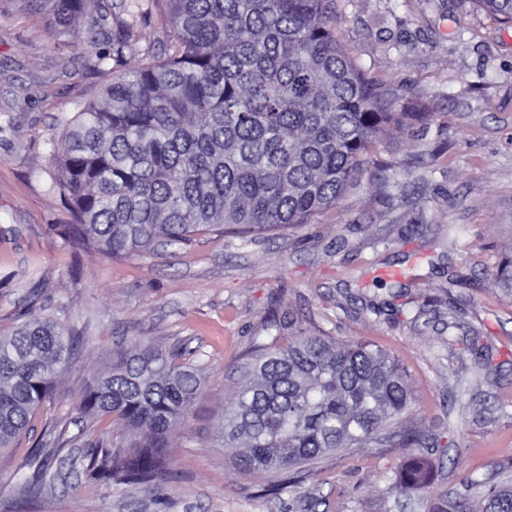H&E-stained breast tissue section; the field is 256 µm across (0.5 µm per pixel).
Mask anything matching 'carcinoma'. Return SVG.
Returning a JSON list of instances; mask_svg holds the SVG:
<instances>
[{"label": "carcinoma", "instance_id": "obj_1", "mask_svg": "<svg viewBox=\"0 0 512 512\" xmlns=\"http://www.w3.org/2000/svg\"><path fill=\"white\" fill-rule=\"evenodd\" d=\"M68 28L96 0H24ZM169 44L112 79L102 100L77 105L52 142L67 197L72 241L113 255L176 247L201 226L254 232L307 224L359 184L385 127L412 112H392L393 94L368 80L336 36L335 0H166ZM512 24V0H476ZM141 0H123L112 43L87 41L94 68L116 70L139 39ZM496 284L512 292V255ZM72 340L51 320L32 319L0 336V451L28 431L55 400ZM186 351L140 340L112 348L109 366L87 380L80 413L112 418L69 467L160 492L164 457L177 424L201 391ZM246 382L224 411L219 440L237 448L246 475L295 470L343 448L389 444L424 448L402 423L412 403L405 369L364 342L336 343L301 330L259 342L242 366ZM20 486L42 497L57 473L36 458ZM428 463L415 455L389 491H424ZM482 512H512V488L490 486Z\"/></svg>", "mask_w": 512, "mask_h": 512}]
</instances>
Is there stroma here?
I'll use <instances>...</instances> for the list:
<instances>
[{
  "label": "stroma",
  "instance_id": "obj_1",
  "mask_svg": "<svg viewBox=\"0 0 512 512\" xmlns=\"http://www.w3.org/2000/svg\"><path fill=\"white\" fill-rule=\"evenodd\" d=\"M119 3L100 0L60 33L0 0V334L24 317L74 333L53 404L0 454V512H404L387 487L410 449L332 452L272 495L275 475L241 474L220 447L254 341L292 327L393 354L414 396L407 424L427 443L416 512L449 497L481 512V483L512 485V295L493 278L512 252V26L474 0H336L355 64L392 90L395 111L426 120L389 127L358 187L310 223L245 242L207 228L180 247L113 256L61 237L72 215L49 183L59 117L112 82L83 43L107 45L112 24L97 16ZM475 335L491 369L466 349ZM142 337L187 348L203 377L160 494L73 473L23 502L19 465L49 425L74 454L111 430L107 418L79 422L84 384L115 345Z\"/></svg>",
  "mask_w": 512,
  "mask_h": 512
}]
</instances>
